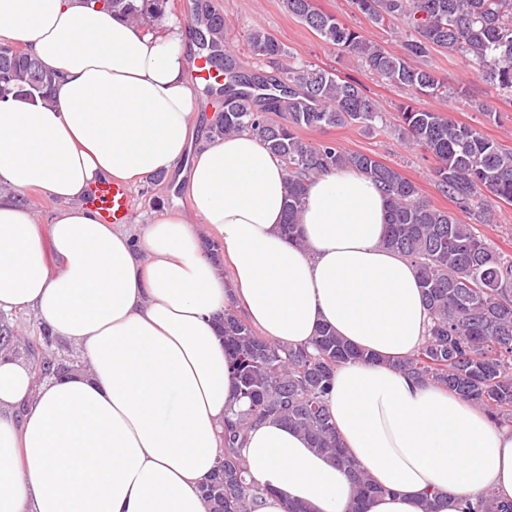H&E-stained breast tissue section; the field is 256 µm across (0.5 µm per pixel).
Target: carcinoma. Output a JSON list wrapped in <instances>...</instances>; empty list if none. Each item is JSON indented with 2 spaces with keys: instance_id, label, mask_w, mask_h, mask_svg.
Instances as JSON below:
<instances>
[{
  "instance_id": "cac0c4a2",
  "label": "carcinoma",
  "mask_w": 512,
  "mask_h": 512,
  "mask_svg": "<svg viewBox=\"0 0 512 512\" xmlns=\"http://www.w3.org/2000/svg\"><path fill=\"white\" fill-rule=\"evenodd\" d=\"M134 23L159 25L168 0H87ZM372 23L405 27L402 52L390 53L365 35L317 9L314 0H284L289 13L338 50L358 54L381 79L418 96L446 97L448 87L418 60L438 48L479 66L481 77L512 96V0H352ZM191 22L203 29L207 47L224 70V111L209 137L250 131L279 157L289 181L282 231L300 243L298 216L307 181L338 168H353L378 184L390 202L383 246L416 266L430 315L428 334L412 356L395 367L424 384L445 387L481 407L496 424L512 423V257L491 248L475 225L425 201L416 183L364 153H348L333 141L302 142L303 127L383 122L377 101L358 80L300 61L271 34L254 27L248 40L258 59L281 66L280 75L246 74L224 51V18L209 0H194ZM56 76L27 51L0 45V100L11 96L48 98ZM278 119L271 118V115ZM394 132L430 152L442 191L461 209L484 200L512 203V150L449 115L406 105ZM215 320L237 366L244 409L224 428V448L202 487L208 512H256L264 490L256 486L241 456L245 432L279 420L304 433L311 448L345 468L356 488L348 512H364L368 499L385 493L344 451L326 397L336 369L373 357L320 327L309 346L289 347L267 340L230 309ZM54 336L40 328L22 350L36 382L71 370L70 352L49 351ZM474 512H512L488 491Z\"/></svg>"
}]
</instances>
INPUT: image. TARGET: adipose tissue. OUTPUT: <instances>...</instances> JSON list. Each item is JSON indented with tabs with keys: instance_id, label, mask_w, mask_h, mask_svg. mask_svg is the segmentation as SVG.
<instances>
[{
	"instance_id": "ef3b65f1",
	"label": "adipose tissue",
	"mask_w": 512,
	"mask_h": 512,
	"mask_svg": "<svg viewBox=\"0 0 512 512\" xmlns=\"http://www.w3.org/2000/svg\"><path fill=\"white\" fill-rule=\"evenodd\" d=\"M56 74L51 102L0 101V309H33L85 354L87 373L34 385L0 355V512H207L201 487L240 406L214 316L241 311L269 340L335 330L371 362L340 366L327 399L348 456L384 487L366 512H467L512 501V428L392 363L428 329L418 272L385 249L388 201L346 168L308 181L300 245L281 226L284 165L255 134L193 148L182 28L155 30L85 0H0V43ZM181 172L195 218L161 215L139 238L80 207L99 181ZM59 202L42 222L18 202ZM223 242L207 255L198 224ZM257 512H346L353 486L305 436L268 421L242 450Z\"/></svg>"
}]
</instances>
